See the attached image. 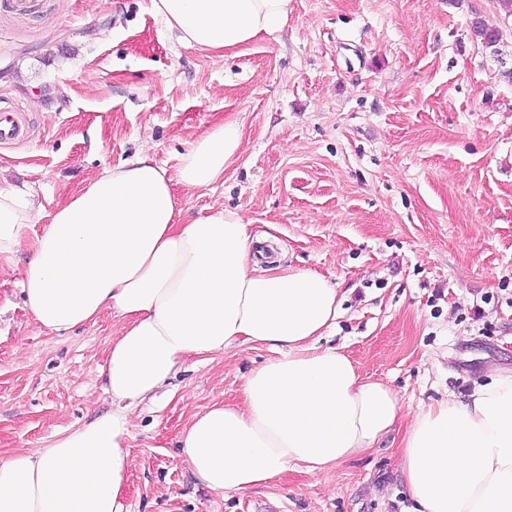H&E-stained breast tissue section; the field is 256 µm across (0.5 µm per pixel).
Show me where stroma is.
I'll use <instances>...</instances> for the list:
<instances>
[{
  "mask_svg": "<svg viewBox=\"0 0 512 512\" xmlns=\"http://www.w3.org/2000/svg\"><path fill=\"white\" fill-rule=\"evenodd\" d=\"M484 19L498 51L475 38ZM512 16L497 0H292L287 27L224 58L171 39L149 0H0V181L40 210L0 258V458L108 412L120 318L39 327L21 282L57 206L103 168L168 173L201 133L244 130L238 162L177 207L238 211L275 256L343 295L326 346L387 383L403 416L512 370ZM244 343L186 362L131 411L132 512H407L403 428L334 469L299 466L247 493L203 487L178 456L191 418L238 403L272 359ZM0 140L20 138L25 130L24 121L16 112L0 111Z\"/></svg>",
  "mask_w": 512,
  "mask_h": 512,
  "instance_id": "35a3bbf8",
  "label": "stroma"
}]
</instances>
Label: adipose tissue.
Instances as JSON below:
<instances>
[{"instance_id":"1","label":"adipose tissue","mask_w":512,"mask_h":512,"mask_svg":"<svg viewBox=\"0 0 512 512\" xmlns=\"http://www.w3.org/2000/svg\"><path fill=\"white\" fill-rule=\"evenodd\" d=\"M177 43L212 56L282 31L290 0H150ZM243 127L199 136L176 177L150 156L102 169L58 207L38 237L21 292L34 321L59 331L104 312L123 326L105 374L111 412L0 458V512H130V405L154 396L186 359L238 342L275 351L252 370L242 405L194 416L181 455L209 490L247 492L305 465L327 471L404 426L400 470L412 512H512V372L467 400L447 397L402 424L398 395L319 342L336 321V288L315 272L258 268L262 241L234 210L179 219L174 185L223 180ZM38 221L34 200L0 183V256Z\"/></svg>"}]
</instances>
